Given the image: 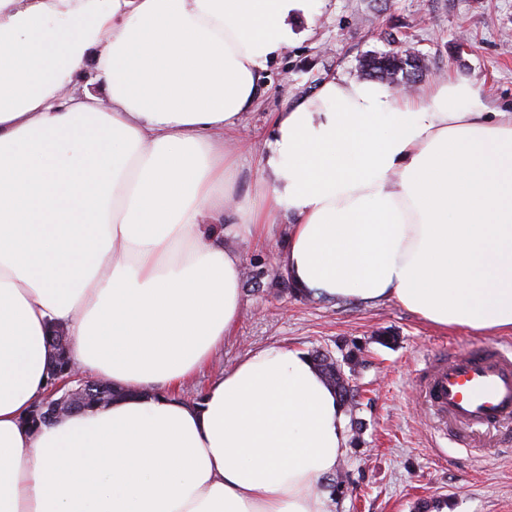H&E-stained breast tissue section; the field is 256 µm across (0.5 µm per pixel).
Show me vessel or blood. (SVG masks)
I'll list each match as a JSON object with an SVG mask.
<instances>
[{
  "mask_svg": "<svg viewBox=\"0 0 512 512\" xmlns=\"http://www.w3.org/2000/svg\"><path fill=\"white\" fill-rule=\"evenodd\" d=\"M421 401L440 432L497 427L512 436V345L474 343L431 355L418 370Z\"/></svg>",
  "mask_w": 512,
  "mask_h": 512,
  "instance_id": "obj_1",
  "label": "vessel or blood"
}]
</instances>
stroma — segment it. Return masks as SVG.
Here are the masks:
<instances>
[{
	"instance_id": "stroma-1",
	"label": "stroma",
	"mask_w": 512,
	"mask_h": 512,
	"mask_svg": "<svg viewBox=\"0 0 512 512\" xmlns=\"http://www.w3.org/2000/svg\"><path fill=\"white\" fill-rule=\"evenodd\" d=\"M311 18L292 22L298 43L272 61L257 108L226 146L238 158L237 197L263 188L262 134L285 100L312 93L326 77L357 76L360 61L412 43L426 79L449 75L483 88L486 104L512 107V0H313ZM243 307L214 362L178 391L202 396L213 378L250 350L287 346L304 352L357 344L354 376L360 438L338 465L349 486L331 495V512H512V447L492 455L454 447L434 430L417 399L422 360L450 347L497 342V335L440 329L395 301L368 303L283 293L271 269L259 289L243 286Z\"/></svg>"
}]
</instances>
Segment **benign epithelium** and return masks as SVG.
<instances>
[{
  "mask_svg": "<svg viewBox=\"0 0 512 512\" xmlns=\"http://www.w3.org/2000/svg\"><path fill=\"white\" fill-rule=\"evenodd\" d=\"M48 342L54 350L48 374L58 378V381L33 409V416L39 424L51 423L67 413L77 411V400L83 398L89 401L98 398L104 384L102 379H92L83 375L71 362L67 355L69 336L64 326L54 328L49 334Z\"/></svg>",
  "mask_w": 512,
  "mask_h": 512,
  "instance_id": "obj_1",
  "label": "benign epithelium"
}]
</instances>
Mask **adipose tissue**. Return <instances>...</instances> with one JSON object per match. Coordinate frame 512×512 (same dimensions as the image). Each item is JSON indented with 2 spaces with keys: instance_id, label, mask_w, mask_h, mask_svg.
<instances>
[{
  "instance_id": "obj_1",
  "label": "adipose tissue",
  "mask_w": 512,
  "mask_h": 512,
  "mask_svg": "<svg viewBox=\"0 0 512 512\" xmlns=\"http://www.w3.org/2000/svg\"><path fill=\"white\" fill-rule=\"evenodd\" d=\"M310 2L0 0V512H330L345 414L306 353L175 393L241 313L225 238L266 243L274 214L304 293L512 332V110L473 82L325 79L274 113L266 191L233 200L224 136ZM53 321L129 395L32 432Z\"/></svg>"
}]
</instances>
